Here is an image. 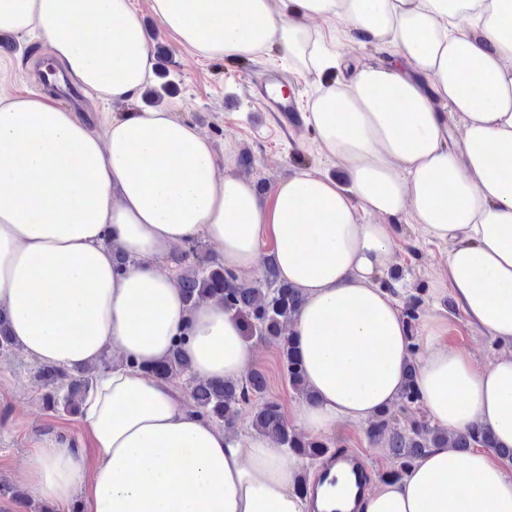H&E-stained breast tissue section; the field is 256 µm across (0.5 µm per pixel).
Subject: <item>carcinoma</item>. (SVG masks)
<instances>
[{
  "mask_svg": "<svg viewBox=\"0 0 512 512\" xmlns=\"http://www.w3.org/2000/svg\"><path fill=\"white\" fill-rule=\"evenodd\" d=\"M178 266L176 282L189 308L199 302L215 298L237 314H246L250 326L259 338L274 345L280 354L282 367L291 386L305 398L311 394L305 384L303 368L298 360L289 336L283 334L284 325L291 323L301 304L296 288L281 281L273 256L267 255L261 278L246 282L220 263L202 252L199 242L189 246V251L176 257ZM15 348L7 317L0 314V354ZM108 367L107 359L67 370L45 366L39 378L43 382V399L53 410L69 414L79 413L83 394L91 386L98 370ZM190 365L181 346H174L166 359L149 369V374L160 379L186 378L190 407L199 416L211 422L224 423L232 428L238 417L240 406L251 402V398L263 394L267 379L263 372L253 371L243 380L223 382L197 380L189 375ZM417 368L415 361L407 364V378L402 390L398 409H383L369 421L368 436L373 442H385L386 447L399 460V468L382 477L383 482L399 479L414 462L430 448L451 447L464 453L477 446L492 448L496 454L512 460V448L497 446L492 434L475 427L466 435L448 436L444 429L430 424L422 414L420 399L415 387ZM407 422L403 429L396 427V416ZM252 430L269 437L278 445L288 449L295 457L315 460L323 456L329 445L321 439L310 438L288 428L278 403L264 400L255 406L251 419Z\"/></svg>",
  "mask_w": 512,
  "mask_h": 512,
  "instance_id": "obj_1",
  "label": "carcinoma"
}]
</instances>
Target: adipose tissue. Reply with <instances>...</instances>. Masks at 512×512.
Instances as JSON below:
<instances>
[{"mask_svg":"<svg viewBox=\"0 0 512 512\" xmlns=\"http://www.w3.org/2000/svg\"><path fill=\"white\" fill-rule=\"evenodd\" d=\"M181 44L233 62L269 50L301 74L334 73L306 123L337 180L280 181L272 203L219 165L208 136L157 109L105 118L96 134L53 96L0 98V312L23 354L74 369L102 357L79 417L96 464L43 437L18 479L44 504L81 512H312L343 499L294 490L296 457L258 433L232 435L195 413L176 382L149 376L182 343L192 376L241 379L256 359L241 320L216 299L187 309L163 263L199 237L225 269L251 275L273 254L302 304L289 330L314 395L300 427L392 406L417 362L428 417L455 436L474 425L512 447V355L477 364L449 346L436 313L409 331L379 277L413 219L447 244L451 288L469 323L512 345V0H152ZM341 19L388 59L345 70L315 20ZM38 29L82 88L137 98L152 67L132 0H0V31ZM131 258L112 267V250ZM359 512H512V462L433 448Z\"/></svg>","mask_w":512,"mask_h":512,"instance_id":"ef3b65f1","label":"adipose tissue"}]
</instances>
